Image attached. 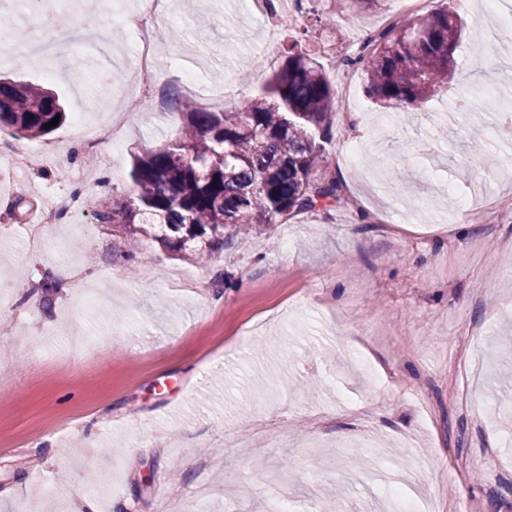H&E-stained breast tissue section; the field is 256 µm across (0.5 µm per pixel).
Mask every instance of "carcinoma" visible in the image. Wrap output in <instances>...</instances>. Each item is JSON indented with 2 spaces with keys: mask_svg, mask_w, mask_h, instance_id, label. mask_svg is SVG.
<instances>
[{
  "mask_svg": "<svg viewBox=\"0 0 512 512\" xmlns=\"http://www.w3.org/2000/svg\"><path fill=\"white\" fill-rule=\"evenodd\" d=\"M464 35L449 9L416 15L381 32L361 64L370 97L381 107L414 109L442 93L456 67ZM285 61L254 95L222 112L186 97L177 105L182 136L132 156V188L100 202L98 217L137 256L150 238L204 261L217 246L258 224H286L300 213L341 200L340 182L322 172L332 143L336 90L314 54L298 39ZM65 119L58 97L32 83L0 80V124L18 139L42 138L43 125Z\"/></svg>",
  "mask_w": 512,
  "mask_h": 512,
  "instance_id": "1",
  "label": "carcinoma"
}]
</instances>
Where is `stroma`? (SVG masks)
Returning a JSON list of instances; mask_svg holds the SVG:
<instances>
[{
  "instance_id": "obj_1",
  "label": "stroma",
  "mask_w": 512,
  "mask_h": 512,
  "mask_svg": "<svg viewBox=\"0 0 512 512\" xmlns=\"http://www.w3.org/2000/svg\"><path fill=\"white\" fill-rule=\"evenodd\" d=\"M438 3L465 22L447 91L399 112L355 71L361 110L334 116L329 158L366 147L359 168L336 169L341 203L257 225L204 263L152 241L127 259L98 202L131 188L138 147L178 137L177 96L220 112L258 90L268 71L239 61L261 20L235 0H170L169 53L147 91L105 78L111 59L89 75L73 65L131 43L110 0H63L86 39L54 75L0 57L1 78L57 93L68 114L26 141L22 168L4 165L14 139L0 130V512H71L84 494L97 512H309L328 486L346 512H394L365 473L395 452L410 468L400 495L421 512H512V380L495 373L512 359V140L493 133L512 115V58L492 53L482 0ZM333 7L310 0L287 38L338 54L389 10H344L329 30ZM179 71L199 74L197 90ZM487 73L497 101L471 111L460 97ZM122 106L119 147L86 152ZM486 199L500 223L449 222L459 201ZM51 204L47 245L30 252ZM390 218L399 236L382 233ZM90 267L94 281L67 276ZM203 484L219 492L199 504ZM57 221V209L54 206L43 208L40 212L38 222L30 225L29 229V248L37 251L42 248L44 243V231L50 224Z\"/></svg>"
}]
</instances>
